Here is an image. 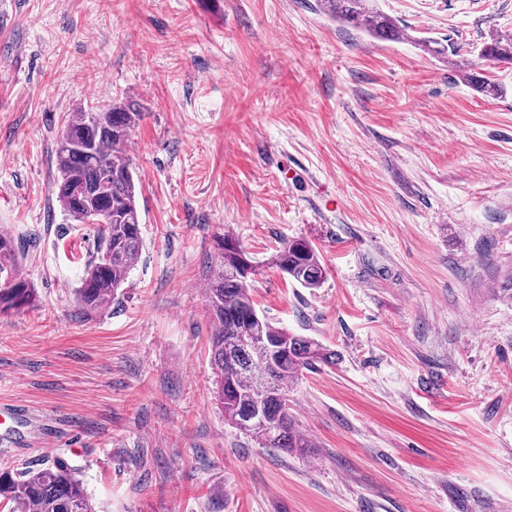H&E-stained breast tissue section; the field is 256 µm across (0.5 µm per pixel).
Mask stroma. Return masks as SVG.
I'll return each mask as SVG.
<instances>
[{
    "label": "stroma",
    "mask_w": 512,
    "mask_h": 512,
    "mask_svg": "<svg viewBox=\"0 0 512 512\" xmlns=\"http://www.w3.org/2000/svg\"><path fill=\"white\" fill-rule=\"evenodd\" d=\"M379 40L317 0H14L0 17V231L32 282L0 316V468L65 464L101 512H512V0H376ZM499 83L488 98L465 79ZM138 99L143 249L86 319L96 251L55 194L78 108ZM259 263L258 312L336 354L289 391L306 458L212 399V236ZM303 237L324 284L269 260ZM480 59L512 64V35L492 33L478 51Z\"/></svg>",
    "instance_id": "stroma-1"
}]
</instances>
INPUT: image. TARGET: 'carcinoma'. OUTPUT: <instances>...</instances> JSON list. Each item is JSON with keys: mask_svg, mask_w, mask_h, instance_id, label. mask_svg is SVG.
Listing matches in <instances>:
<instances>
[{"mask_svg": "<svg viewBox=\"0 0 512 512\" xmlns=\"http://www.w3.org/2000/svg\"><path fill=\"white\" fill-rule=\"evenodd\" d=\"M318 2L325 14L374 38H399V27L374 0ZM478 57L512 64V35L491 34ZM467 81L487 95L498 92L478 72L468 73ZM94 111L69 113L55 148L56 198L66 220L88 224L92 215L100 218L95 256L76 289L77 308L85 317L117 298L143 247L135 172L126 153L130 134L143 116L141 105L133 98L109 104L98 121ZM212 242L214 274L205 298L216 404L227 424L261 447L304 457L313 443L296 427L288 389L302 371L319 363L336 364V354L258 313L250 285L259 266L232 234L217 233ZM271 265L303 288H319L326 278L318 251L305 238L286 242ZM34 299L35 289L18 270L14 240L0 234V315L29 307ZM0 501L10 512H98L84 481L59 462L38 469H0Z\"/></svg>", "mask_w": 512, "mask_h": 512, "instance_id": "obj_1", "label": "carcinoma"}]
</instances>
